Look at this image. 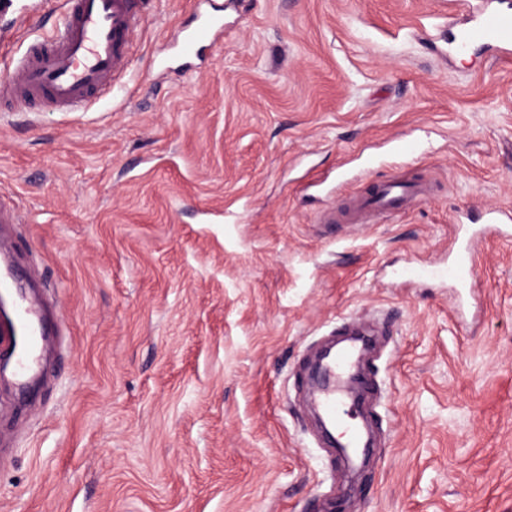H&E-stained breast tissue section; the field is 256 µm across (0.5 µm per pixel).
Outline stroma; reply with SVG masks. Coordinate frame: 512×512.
<instances>
[{
    "mask_svg": "<svg viewBox=\"0 0 512 512\" xmlns=\"http://www.w3.org/2000/svg\"><path fill=\"white\" fill-rule=\"evenodd\" d=\"M222 2L185 73L160 57L195 0H149L128 85L0 112V286L49 309L36 388L0 374V512H512V240L480 238L469 295L393 276L512 209V59L449 57L448 0ZM57 16L17 0L0 52ZM392 175L431 192L318 223ZM364 315L379 448L351 482L302 392Z\"/></svg>",
    "mask_w": 512,
    "mask_h": 512,
    "instance_id": "obj_1",
    "label": "stroma"
}]
</instances>
